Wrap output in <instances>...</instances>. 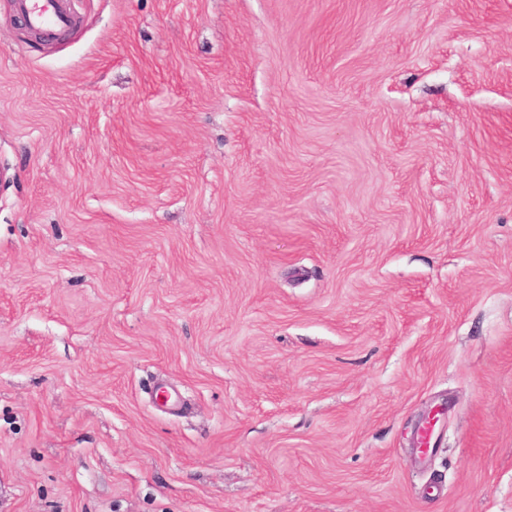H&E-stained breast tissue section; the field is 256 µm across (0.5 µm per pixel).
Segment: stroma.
<instances>
[{
    "label": "stroma",
    "mask_w": 512,
    "mask_h": 512,
    "mask_svg": "<svg viewBox=\"0 0 512 512\" xmlns=\"http://www.w3.org/2000/svg\"><path fill=\"white\" fill-rule=\"evenodd\" d=\"M0 0V512H512V0ZM19 17L32 31L46 41L57 39L58 33L78 24L69 8L70 0H15Z\"/></svg>",
    "instance_id": "1"
}]
</instances>
